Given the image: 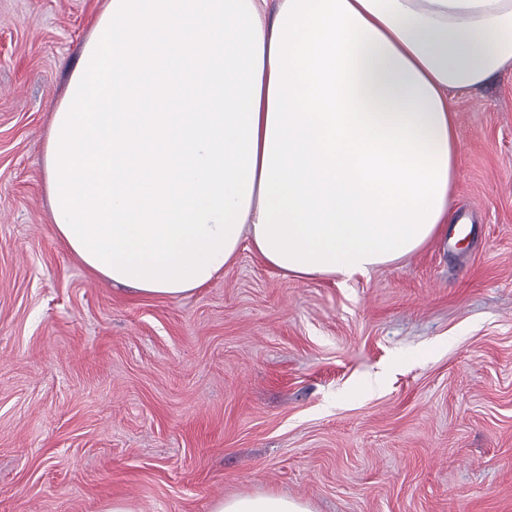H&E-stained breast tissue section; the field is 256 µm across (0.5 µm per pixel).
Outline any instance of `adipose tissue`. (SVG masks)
<instances>
[{"label": "adipose tissue", "instance_id": "ef3b65f1", "mask_svg": "<svg viewBox=\"0 0 512 512\" xmlns=\"http://www.w3.org/2000/svg\"><path fill=\"white\" fill-rule=\"evenodd\" d=\"M509 62L512 0H105L52 115L51 221L142 295L207 286L245 242L286 277L368 274L447 222L452 95Z\"/></svg>", "mask_w": 512, "mask_h": 512}]
</instances>
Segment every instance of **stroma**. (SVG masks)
<instances>
[{
  "instance_id": "stroma-1",
  "label": "stroma",
  "mask_w": 512,
  "mask_h": 512,
  "mask_svg": "<svg viewBox=\"0 0 512 512\" xmlns=\"http://www.w3.org/2000/svg\"><path fill=\"white\" fill-rule=\"evenodd\" d=\"M102 2L0 0V512H512V66L458 97L449 222L418 252L343 282L245 249L144 296L84 267L45 192ZM213 512H310L302 503L286 497L259 495L221 499Z\"/></svg>"
}]
</instances>
